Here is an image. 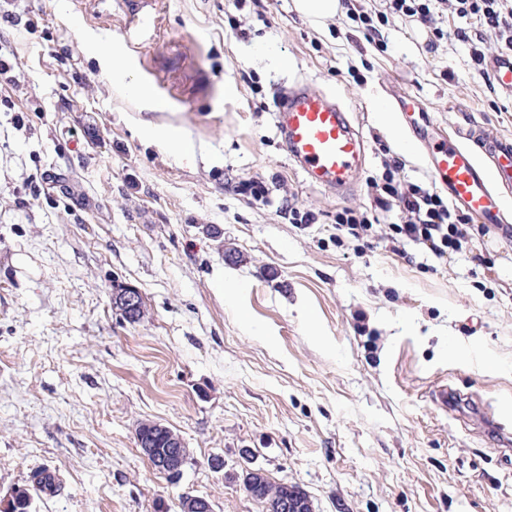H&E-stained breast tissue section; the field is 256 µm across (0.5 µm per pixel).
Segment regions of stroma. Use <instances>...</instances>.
<instances>
[{"mask_svg":"<svg viewBox=\"0 0 512 512\" xmlns=\"http://www.w3.org/2000/svg\"><path fill=\"white\" fill-rule=\"evenodd\" d=\"M433 12L371 41L292 0H152L144 23L136 0H0V496L46 469L62 488L35 512H179L186 493L265 512L233 479L250 466L314 512H512V243L400 255L384 240L394 212L370 247L336 235L337 211L368 208L382 147L402 157L396 181L430 182L401 152L412 129L512 136V99L451 37L476 22ZM105 38L149 98L99 65ZM300 76L363 135L351 194L306 181L276 138L278 93ZM401 96L411 109L382 123ZM164 126L193 154L166 149ZM247 180L265 198L241 194ZM286 197L314 222L291 223ZM116 281L140 291L139 323L115 310ZM444 386L455 411L435 400ZM147 420L182 436L180 479L141 454Z\"/></svg>","mask_w":512,"mask_h":512,"instance_id":"obj_1","label":"stroma"}]
</instances>
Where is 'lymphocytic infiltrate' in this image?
Segmentation results:
<instances>
[{"mask_svg": "<svg viewBox=\"0 0 512 512\" xmlns=\"http://www.w3.org/2000/svg\"><path fill=\"white\" fill-rule=\"evenodd\" d=\"M448 6L459 17L475 20L479 27L470 44V57L476 70H483L486 64L487 40H495L501 48L512 50V0H448ZM402 165L399 157L384 155L383 173L372 182L370 211L338 212V231L363 238L373 227L370 212L395 211L401 221L393 225L387 238L390 250L399 251L401 244L411 242L439 258L463 251L478 235L484 234V227L470 224L468 217L434 188L397 183L394 173Z\"/></svg>", "mask_w": 512, "mask_h": 512, "instance_id": "obj_1", "label": "lymphocytic infiltrate"}]
</instances>
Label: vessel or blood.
<instances>
[{
  "label": "vessel or blood",
  "instance_id": "b4317fda",
  "mask_svg": "<svg viewBox=\"0 0 512 512\" xmlns=\"http://www.w3.org/2000/svg\"><path fill=\"white\" fill-rule=\"evenodd\" d=\"M498 90L512 97V52L488 63ZM274 127L292 164L310 183L338 195L357 186L366 164L365 141L350 109L336 96L298 78L281 95ZM426 166L449 200L477 222L512 227L501 191L512 186V138L491 137L469 126L457 138L426 145Z\"/></svg>",
  "mask_w": 512,
  "mask_h": 512
}]
</instances>
